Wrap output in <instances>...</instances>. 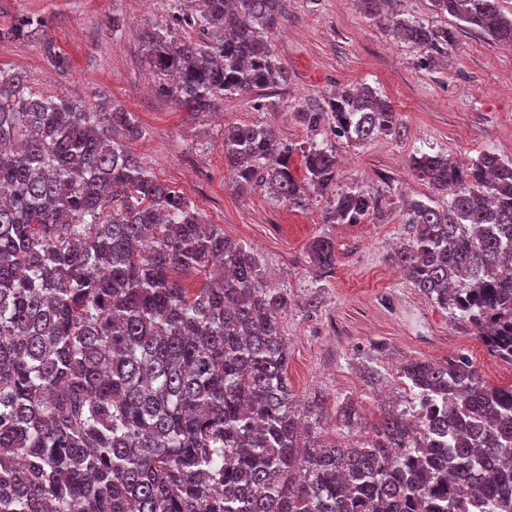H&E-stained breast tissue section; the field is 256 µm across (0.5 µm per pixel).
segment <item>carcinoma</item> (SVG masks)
<instances>
[{
  "label": "carcinoma",
  "mask_w": 512,
  "mask_h": 512,
  "mask_svg": "<svg viewBox=\"0 0 512 512\" xmlns=\"http://www.w3.org/2000/svg\"><path fill=\"white\" fill-rule=\"evenodd\" d=\"M284 0H180L142 35L144 62L194 114L227 94L285 81L268 34ZM493 41L512 45L499 0H433ZM432 66L453 35L389 17ZM201 26L200 40L176 30ZM39 41L70 63L40 16L0 37ZM310 131L361 144L396 134V112L369 87L319 109ZM132 113L31 90L0 68V512H512V384L481 377L464 353L406 362L400 383L416 420L391 410L344 448L315 441L324 402L299 411L279 330L288 292L270 288L257 251L207 223L125 144ZM293 145L268 126L224 127V163L244 192L264 186L293 209L325 195L327 224L381 220L379 197L336 190L335 151ZM410 167L437 194L406 208L407 243L392 261L439 308L512 364V159L487 150L466 166L418 152ZM316 280L333 277L329 239L312 241ZM212 266L216 280L187 287ZM336 419L358 424L354 402Z\"/></svg>",
  "instance_id": "1"
}]
</instances>
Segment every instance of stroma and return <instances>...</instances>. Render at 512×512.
Wrapping results in <instances>:
<instances>
[{
    "instance_id": "1",
    "label": "stroma",
    "mask_w": 512,
    "mask_h": 512,
    "mask_svg": "<svg viewBox=\"0 0 512 512\" xmlns=\"http://www.w3.org/2000/svg\"><path fill=\"white\" fill-rule=\"evenodd\" d=\"M171 0H0V29L20 14L49 18V32L71 62L60 76L37 46L0 36V66L23 71L34 91L66 94L89 104L115 105L133 113L143 130L133 151L159 181L178 188L208 223L226 237L257 249L268 285L288 292L280 330L288 344V388L297 405L314 395L328 404L352 398L361 416L357 429L335 416L316 431L323 444L364 439L385 407L381 387H398L397 369L407 359L445 364L466 353L489 383L512 384V364L500 360L465 324L450 321L397 275L390 256L406 235L403 202L434 196L410 168L416 151L448 153L468 165L480 152L512 158V48L475 33L459 32L456 18L435 10L432 0H392L400 17L455 32L446 55L432 69L417 63L411 45L396 39L383 21L363 17L355 0H287V17L269 35L288 69L280 87L225 96L215 109L222 121L191 116L165 91L142 93L148 77L140 34L165 23ZM369 85L393 106L400 133L362 145L329 128L307 131L291 116L294 107L324 105L336 89ZM262 124L300 147L327 141L340 166V187L358 186L384 203L385 217L372 224H327V201L311 198L295 210L263 190L236 191L224 164V128ZM331 238L336 273L316 285L307 248L315 237ZM383 375L368 383L365 359Z\"/></svg>"
}]
</instances>
